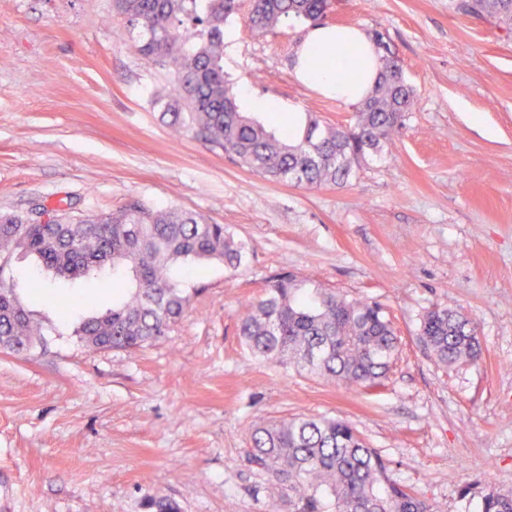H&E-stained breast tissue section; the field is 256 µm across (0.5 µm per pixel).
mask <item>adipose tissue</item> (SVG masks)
<instances>
[{"label":"adipose tissue","instance_id":"adipose-tissue-1","mask_svg":"<svg viewBox=\"0 0 512 512\" xmlns=\"http://www.w3.org/2000/svg\"><path fill=\"white\" fill-rule=\"evenodd\" d=\"M349 42L360 47L359 56H345L343 48ZM316 46L321 48L324 55L334 60L337 68H345L348 76L341 79L337 77L335 70L320 68L313 78L314 86L347 103L361 101L377 77L375 47L368 34L356 28L320 26L308 29L297 47L298 73H307L311 62V50Z\"/></svg>","mask_w":512,"mask_h":512}]
</instances>
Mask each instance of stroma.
<instances>
[{
	"label": "stroma",
	"instance_id": "35a3bbf8",
	"mask_svg": "<svg viewBox=\"0 0 512 512\" xmlns=\"http://www.w3.org/2000/svg\"><path fill=\"white\" fill-rule=\"evenodd\" d=\"M459 0H338L335 27L381 31L415 92L397 137L336 186L276 183L174 134L112 0H0V213L32 202L72 218L137 196L223 224L250 254L210 266L188 314L138 351H93L72 319L33 305L45 348L0 352V512H287L247 461L256 425L348 421L434 512H477L512 491V30ZM278 34L239 15L224 71L244 111L349 125L355 105L287 62ZM290 272L384 305L402 341L383 385L352 389L260 362L237 327L270 275ZM475 323L476 361L443 370L419 341L432 308Z\"/></svg>",
	"mask_w": 512,
	"mask_h": 512
}]
</instances>
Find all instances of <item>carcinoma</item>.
I'll return each mask as SVG.
<instances>
[{"label":"carcinoma","instance_id":"obj_1","mask_svg":"<svg viewBox=\"0 0 512 512\" xmlns=\"http://www.w3.org/2000/svg\"><path fill=\"white\" fill-rule=\"evenodd\" d=\"M473 14L512 22V0H461ZM138 59L167 71L169 92L154 99L170 124L194 133L230 163L276 182L339 184L403 125L414 90L376 31L382 70L359 104L355 122L329 125L308 113L303 131H276L239 110L224 75V26L248 11L253 29L283 22L319 25L333 0H112ZM36 258L55 275L112 279V309L80 322L90 350H136L159 340L186 315L190 295L175 267L221 262L235 272L248 245L222 224L198 213L153 207L131 198L108 212L73 221L54 210L49 222L31 213L0 214V267L15 253ZM238 335L256 359L338 381L374 388L387 378L400 349L392 320L377 302L349 299L282 272L265 280L263 295L240 320ZM43 327L15 288L0 278V351L27 354L43 344ZM419 338L438 367L448 370L480 354L476 326L466 315L433 308L422 316ZM248 462L266 476L264 492L288 500V512H433L412 487L391 475L389 461L344 420L292 417L253 429ZM146 512H177L150 497ZM481 512H512V492L489 488Z\"/></svg>","mask_w":512,"mask_h":512}]
</instances>
